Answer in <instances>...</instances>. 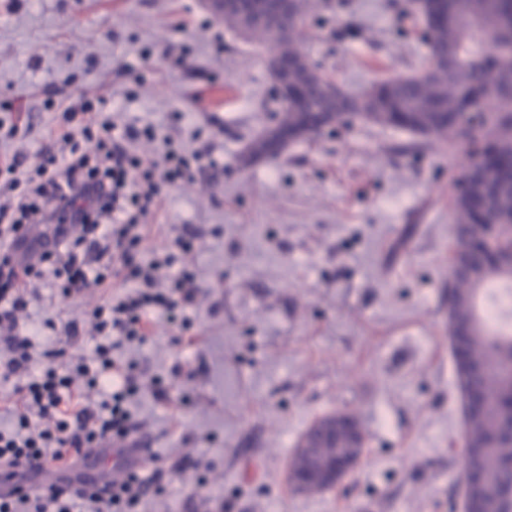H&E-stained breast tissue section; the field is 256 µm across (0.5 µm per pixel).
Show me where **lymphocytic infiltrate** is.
<instances>
[{"mask_svg": "<svg viewBox=\"0 0 512 512\" xmlns=\"http://www.w3.org/2000/svg\"><path fill=\"white\" fill-rule=\"evenodd\" d=\"M55 136L65 153L42 150L32 166L20 154L0 160V410L12 419L0 427V466L14 468L19 482L28 464L66 459L77 465L93 448L122 455L141 429L143 385L130 354L151 341L155 322L189 330L206 293L187 262L193 244L184 235L142 257L145 220L170 188L193 180V163L220 165L201 131L192 135L198 148L189 151L160 139L153 123L86 99L63 109ZM157 140L164 144L161 154L141 153L142 143ZM37 225L40 235L30 236ZM46 281L64 296L116 289L88 315L90 354L62 372L50 364L37 368L38 360L49 362L57 353L38 349L19 327ZM160 477L147 460L89 492L68 481L19 489L0 497V512H135L162 492Z\"/></svg>", "mask_w": 512, "mask_h": 512, "instance_id": "obj_1", "label": "lymphocytic infiltrate"}]
</instances>
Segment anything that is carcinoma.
Wrapping results in <instances>:
<instances>
[{
    "label": "carcinoma",
    "mask_w": 512,
    "mask_h": 512,
    "mask_svg": "<svg viewBox=\"0 0 512 512\" xmlns=\"http://www.w3.org/2000/svg\"><path fill=\"white\" fill-rule=\"evenodd\" d=\"M311 9L310 0H293L290 11L273 27L241 29L236 15L224 16V25L246 40L269 46L288 61L300 97L275 95L276 123L248 145L246 156L274 155L294 139L308 137L321 126L349 125L350 114L377 124L398 125L433 140L465 142L462 126L473 124L466 115L471 106L478 125L494 130L489 149L480 156L469 152L468 162L454 185L452 196V259L465 270L448 282V319L465 328L459 342L463 360L477 372L459 381L461 390L481 395L487 407L473 422L471 442L480 447L478 470L489 493L512 484V441L499 438L504 407L512 398V331L492 327L482 301L496 283L512 282V260L502 259L512 246V51L493 55L487 48L490 29L512 25V0H454L448 19L427 34L426 41L448 51V62L426 77L408 75L371 86L358 98L330 79L311 80L317 64L302 50L300 36ZM496 70L499 92L486 94L488 73ZM355 440L338 437L325 448L310 449V465L318 484H300L297 491L325 489V480L339 458L357 455Z\"/></svg>",
    "instance_id": "obj_1"
}]
</instances>
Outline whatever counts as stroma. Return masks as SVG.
Returning <instances> with one entry per match:
<instances>
[{
  "label": "stroma",
  "instance_id": "stroma-1",
  "mask_svg": "<svg viewBox=\"0 0 512 512\" xmlns=\"http://www.w3.org/2000/svg\"><path fill=\"white\" fill-rule=\"evenodd\" d=\"M304 52L352 94L429 64L418 0H312ZM122 43L131 74L114 69ZM184 47V66L160 58ZM150 53L142 61V53ZM264 49L225 27L202 0H0V105L15 137L0 155L36 163L52 144L61 98L161 126L185 148L210 127L224 168L172 188L144 252L193 231L207 295L193 342L154 326L140 352L143 447L166 472L141 512H462L463 414L448 335L451 196L464 145L357 121L245 163L273 125ZM185 118L173 124L169 113ZM23 323L64 345L111 289L65 298L42 289ZM188 402H181V395ZM350 414L366 448L342 487L297 492L287 463L314 419Z\"/></svg>",
  "mask_w": 512,
  "mask_h": 512
}]
</instances>
